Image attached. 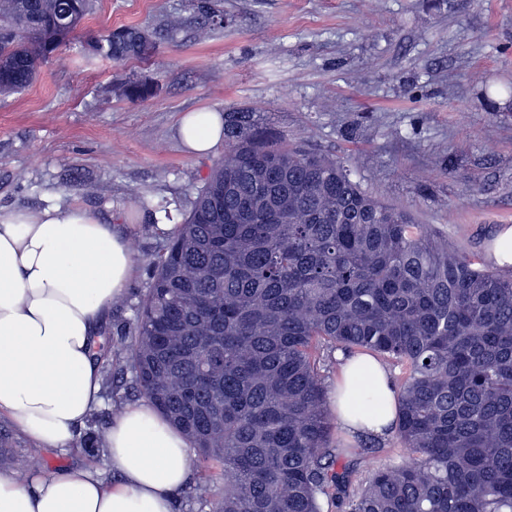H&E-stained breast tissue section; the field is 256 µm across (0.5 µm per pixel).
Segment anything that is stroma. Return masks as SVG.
<instances>
[{
    "label": "stroma",
    "mask_w": 512,
    "mask_h": 512,
    "mask_svg": "<svg viewBox=\"0 0 512 512\" xmlns=\"http://www.w3.org/2000/svg\"><path fill=\"white\" fill-rule=\"evenodd\" d=\"M207 38L197 0H99L87 30L184 27L153 61L41 64L0 96V209L80 206L128 241L137 273L102 324L121 342L169 241L147 235L159 206L186 209L223 153H190L187 112L244 107L289 142L345 162L372 196L409 209L449 246L490 257L487 231L512 228V0H217ZM158 78L156 96L114 93ZM11 438L0 471L26 481L73 468L113 475L84 448H43L0 414Z\"/></svg>",
    "instance_id": "stroma-1"
}]
</instances>
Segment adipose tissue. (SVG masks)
I'll use <instances>...</instances> for the list:
<instances>
[{
    "label": "adipose tissue",
    "mask_w": 512,
    "mask_h": 512,
    "mask_svg": "<svg viewBox=\"0 0 512 512\" xmlns=\"http://www.w3.org/2000/svg\"><path fill=\"white\" fill-rule=\"evenodd\" d=\"M223 128L221 112H191L180 135L205 154ZM136 270L125 238L89 210L0 213V413L42 447L70 449L98 406L97 332ZM331 396L351 436L385 435L395 417L390 375L367 355L341 357ZM103 446L117 482L86 468L27 483L0 473V512H173L190 446L151 403L126 406Z\"/></svg>",
    "instance_id": "obj_1"
}]
</instances>
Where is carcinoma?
Segmentation results:
<instances>
[{
  "instance_id": "carcinoma-1",
  "label": "carcinoma",
  "mask_w": 512,
  "mask_h": 512,
  "mask_svg": "<svg viewBox=\"0 0 512 512\" xmlns=\"http://www.w3.org/2000/svg\"><path fill=\"white\" fill-rule=\"evenodd\" d=\"M96 0H0V95L66 47L149 60L155 32L84 29ZM152 78L122 95L144 101ZM150 281L131 342L98 347L114 378L182 432L194 469L224 467L214 512H512V274L485 267L336 158L224 112V156L196 188ZM399 367V460L370 468L335 441L332 353ZM96 412L76 445L96 454ZM205 506L210 488L184 489Z\"/></svg>"
}]
</instances>
